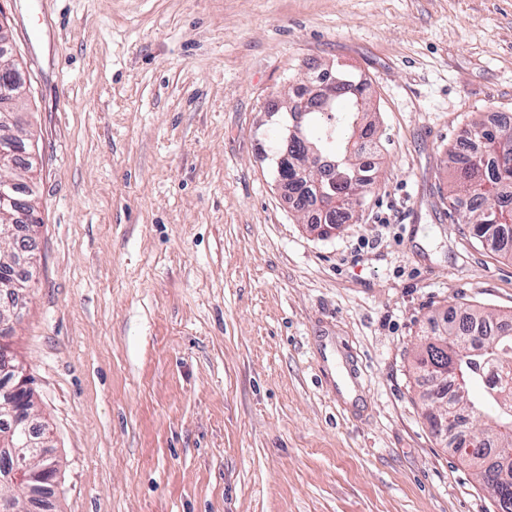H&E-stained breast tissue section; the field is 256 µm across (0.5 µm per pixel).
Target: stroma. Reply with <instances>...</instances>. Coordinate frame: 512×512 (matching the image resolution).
<instances>
[{
	"instance_id": "1",
	"label": "stroma",
	"mask_w": 512,
	"mask_h": 512,
	"mask_svg": "<svg viewBox=\"0 0 512 512\" xmlns=\"http://www.w3.org/2000/svg\"><path fill=\"white\" fill-rule=\"evenodd\" d=\"M39 141L38 266L8 343L52 432L53 512H497L435 434L429 320L512 316V259L447 199L512 117V0H0ZM371 85L375 178L311 230L284 107Z\"/></svg>"
}]
</instances>
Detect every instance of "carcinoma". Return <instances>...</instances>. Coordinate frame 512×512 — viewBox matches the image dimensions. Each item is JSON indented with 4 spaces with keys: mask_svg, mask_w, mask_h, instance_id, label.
Masks as SVG:
<instances>
[{
    "mask_svg": "<svg viewBox=\"0 0 512 512\" xmlns=\"http://www.w3.org/2000/svg\"><path fill=\"white\" fill-rule=\"evenodd\" d=\"M336 85L323 99H307L304 106L286 110L280 139L275 144L277 167L288 179V192L299 209L314 210L312 228L321 235L328 228L347 223L355 208L363 205L373 179L365 174L363 155L372 149L374 132L369 121L370 84L357 74L332 72ZM326 161L336 186L324 180L319 189L309 186L314 174L309 165ZM448 199L470 236L491 244L495 251L512 257V125L491 126L479 118L461 131L457 144L448 148ZM512 320L467 307L449 313L435 324L433 335L445 336L456 348L458 370L448 369V348L423 338L414 368L429 383L424 397L446 405L455 423L483 421L473 430L483 447L466 455L476 476L496 498L501 512H512V487L500 482L498 457L512 452V414L504 412L512 401V382L492 386L490 371L512 374V339L502 338ZM474 383L484 386L481 397L470 393ZM9 374L0 373V405L17 404Z\"/></svg>",
    "mask_w": 512,
    "mask_h": 512,
    "instance_id": "cac0c4a2",
    "label": "carcinoma"
}]
</instances>
